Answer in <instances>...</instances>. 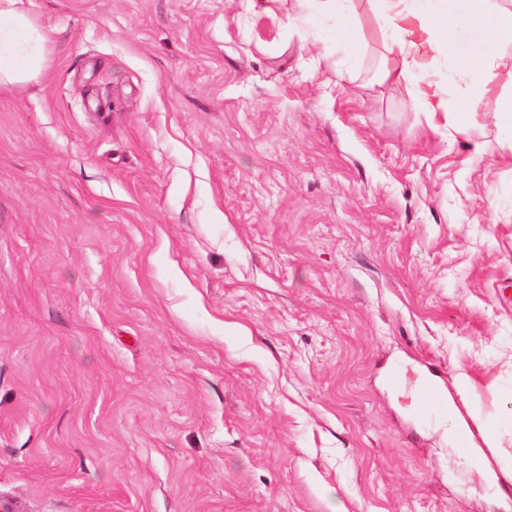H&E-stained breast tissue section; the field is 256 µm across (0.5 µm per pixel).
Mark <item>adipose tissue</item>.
<instances>
[{"label":"adipose tissue","instance_id":"adipose-tissue-1","mask_svg":"<svg viewBox=\"0 0 512 512\" xmlns=\"http://www.w3.org/2000/svg\"><path fill=\"white\" fill-rule=\"evenodd\" d=\"M378 28L388 36L386 50L396 59L380 72L382 80H405L426 111L457 117L458 131L476 121L501 126L512 119V88L501 90L489 109L485 94L502 71L512 70V0H368ZM298 23L334 21L356 28L355 0H297ZM50 30L36 24L30 0H0V83L38 79L48 67ZM429 45L447 64L453 98L440 86L419 54Z\"/></svg>","mask_w":512,"mask_h":512}]
</instances>
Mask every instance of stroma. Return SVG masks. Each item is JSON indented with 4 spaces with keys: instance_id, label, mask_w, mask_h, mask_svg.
I'll return each instance as SVG.
<instances>
[{
    "instance_id": "obj_1",
    "label": "stroma",
    "mask_w": 512,
    "mask_h": 512,
    "mask_svg": "<svg viewBox=\"0 0 512 512\" xmlns=\"http://www.w3.org/2000/svg\"><path fill=\"white\" fill-rule=\"evenodd\" d=\"M294 0H32L0 85V497L512 512V127L460 134ZM403 369L397 390L385 374ZM30 1H0V83L36 80L48 67L52 33L36 24ZM415 413L421 421L427 423L453 414L445 390L439 383L430 380L421 383L417 390Z\"/></svg>"
}]
</instances>
